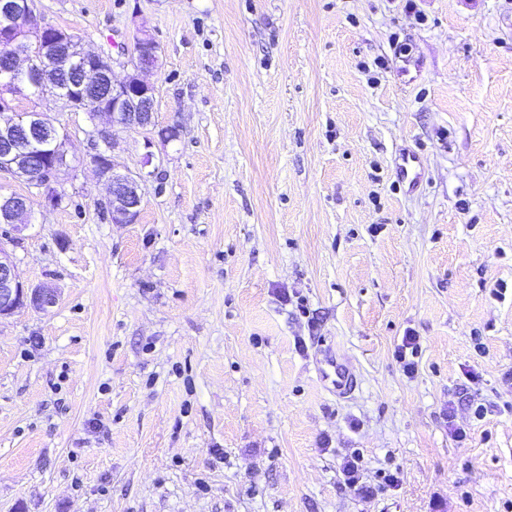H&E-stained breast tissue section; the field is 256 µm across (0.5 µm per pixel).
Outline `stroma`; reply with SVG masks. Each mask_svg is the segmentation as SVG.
<instances>
[{"mask_svg": "<svg viewBox=\"0 0 512 512\" xmlns=\"http://www.w3.org/2000/svg\"><path fill=\"white\" fill-rule=\"evenodd\" d=\"M40 8L154 35L178 136L118 133L148 180L113 224L85 114L42 103L65 199L0 246L59 301L0 319V512H512V0ZM395 173L397 178L407 180L409 186L418 185L424 175L418 158L410 152H402L395 163ZM326 365L333 370L327 372L322 367L319 369V372L324 379H331V384L336 391V395L343 396L350 393L355 387V376L349 366L337 357L336 360L331 359L327 361Z\"/></svg>", "mask_w": 512, "mask_h": 512, "instance_id": "stroma-1", "label": "stroma"}]
</instances>
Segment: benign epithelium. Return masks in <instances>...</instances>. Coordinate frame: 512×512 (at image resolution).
<instances>
[{
    "instance_id": "1",
    "label": "benign epithelium",
    "mask_w": 512,
    "mask_h": 512,
    "mask_svg": "<svg viewBox=\"0 0 512 512\" xmlns=\"http://www.w3.org/2000/svg\"><path fill=\"white\" fill-rule=\"evenodd\" d=\"M39 2L0 0V53L7 60L0 70V171L33 189L28 195L0 193V224L20 231L34 219L32 199L43 207L60 202L68 135L42 110L47 96L62 112L88 116V135L106 146L91 164L106 189L107 214L114 224H132L140 214L146 176L120 171L109 149L119 132L155 129V87L146 76L160 65V43L138 31L131 49L119 53L127 61L118 79L113 55L90 50L70 31L41 23ZM57 300L53 288L25 287L0 247V318L26 306L45 311Z\"/></svg>"
}]
</instances>
